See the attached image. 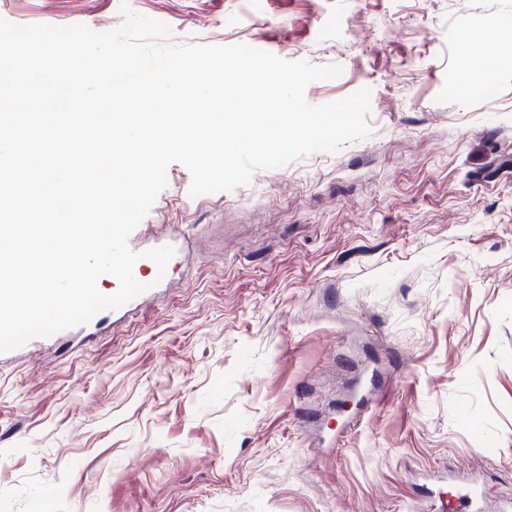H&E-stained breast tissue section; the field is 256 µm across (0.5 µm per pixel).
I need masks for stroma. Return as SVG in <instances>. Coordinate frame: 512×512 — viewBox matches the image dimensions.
<instances>
[{"mask_svg": "<svg viewBox=\"0 0 512 512\" xmlns=\"http://www.w3.org/2000/svg\"><path fill=\"white\" fill-rule=\"evenodd\" d=\"M341 66L370 138L190 197L154 294L0 357V512H478L512 499V0H0L106 32ZM475 36L480 52L462 41ZM496 58L483 96V56Z\"/></svg>", "mask_w": 512, "mask_h": 512, "instance_id": "obj_1", "label": "stroma"}]
</instances>
